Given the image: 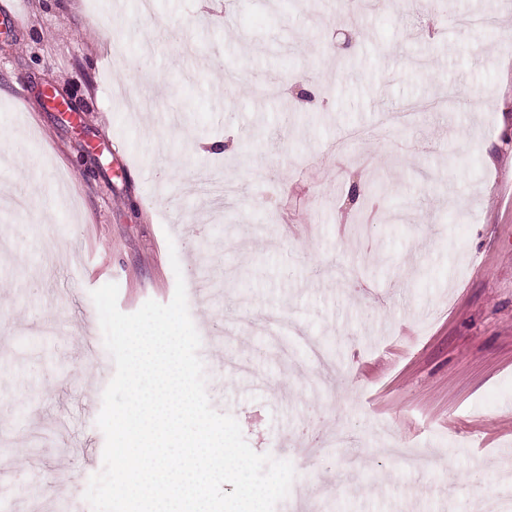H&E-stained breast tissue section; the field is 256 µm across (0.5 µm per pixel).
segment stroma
Listing matches in <instances>:
<instances>
[{
  "mask_svg": "<svg viewBox=\"0 0 512 512\" xmlns=\"http://www.w3.org/2000/svg\"><path fill=\"white\" fill-rule=\"evenodd\" d=\"M0 2L22 17H0L1 507L92 512L83 402L112 357L90 293L132 313L180 277L212 407L294 467L276 512L512 495V0L355 25L343 0ZM479 10L497 25L448 19ZM305 75L321 107L280 99Z\"/></svg>",
  "mask_w": 512,
  "mask_h": 512,
  "instance_id": "stroma-1",
  "label": "stroma"
}]
</instances>
